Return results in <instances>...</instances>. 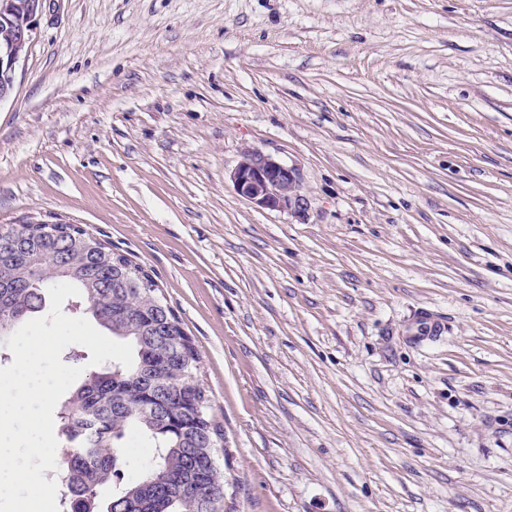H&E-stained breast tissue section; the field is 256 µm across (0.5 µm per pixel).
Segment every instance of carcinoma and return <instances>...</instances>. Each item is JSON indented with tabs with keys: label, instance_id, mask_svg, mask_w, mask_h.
<instances>
[{
	"label": "carcinoma",
	"instance_id": "1",
	"mask_svg": "<svg viewBox=\"0 0 512 512\" xmlns=\"http://www.w3.org/2000/svg\"><path fill=\"white\" fill-rule=\"evenodd\" d=\"M16 2L0 18V44L27 22L25 0ZM60 283L77 287L79 308L134 350L130 368L112 361L87 372L57 412L62 512H100L105 489L106 512H224V430L198 350L141 267L78 224H0V352ZM131 440L149 451L130 477Z\"/></svg>",
	"mask_w": 512,
	"mask_h": 512
}]
</instances>
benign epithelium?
I'll return each mask as SVG.
<instances>
[{
    "label": "benign epithelium",
    "mask_w": 512,
    "mask_h": 512,
    "mask_svg": "<svg viewBox=\"0 0 512 512\" xmlns=\"http://www.w3.org/2000/svg\"><path fill=\"white\" fill-rule=\"evenodd\" d=\"M45 3L46 0H28L27 25L17 34L16 41L0 44V71L9 77V81L0 86V102L14 91L16 68L22 60L21 49L32 43L36 20ZM230 180L237 194L257 208L295 214L307 210L298 169L259 150L244 153L230 174Z\"/></svg>",
    "instance_id": "obj_1"
}]
</instances>
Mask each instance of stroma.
Wrapping results in <instances>:
<instances>
[{
  "instance_id": "1",
  "label": "stroma",
  "mask_w": 512,
  "mask_h": 512,
  "mask_svg": "<svg viewBox=\"0 0 512 512\" xmlns=\"http://www.w3.org/2000/svg\"><path fill=\"white\" fill-rule=\"evenodd\" d=\"M0 224L147 271L226 512H512V0H47ZM298 168L305 213L231 171ZM230 180L237 194L257 208L294 214L307 210L298 169L259 150L244 153Z\"/></svg>"
}]
</instances>
